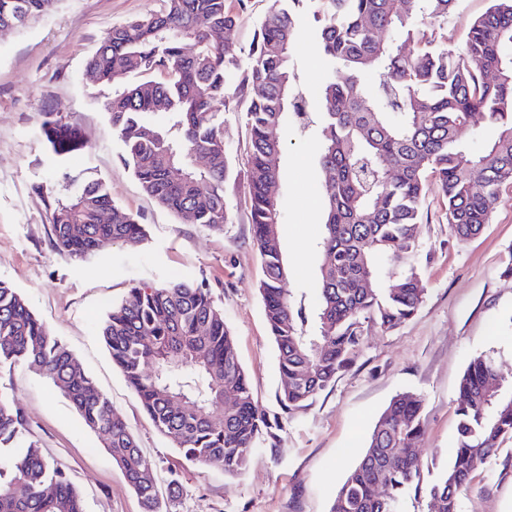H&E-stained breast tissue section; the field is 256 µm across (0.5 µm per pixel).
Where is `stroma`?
<instances>
[{
	"label": "stroma",
	"instance_id": "obj_1",
	"mask_svg": "<svg viewBox=\"0 0 512 512\" xmlns=\"http://www.w3.org/2000/svg\"><path fill=\"white\" fill-rule=\"evenodd\" d=\"M160 7L161 0H58L47 15L0 36V280L24 297L111 398L143 453L159 469L180 472L176 491L159 489L163 512H329L374 420L405 390L423 399V469L433 475L445 470L469 362L493 356L512 381V274L506 271L512 264V184L503 188L489 224L465 240L449 223L440 196L428 192L419 226V271L427 291L418 311L398 328L370 327L353 366L332 388L304 409L282 412L247 195L248 99L224 115L230 221L209 228L182 223L144 195L123 160L104 104L135 83L136 74L109 85L84 78L87 59L109 29ZM294 63L301 83L313 90L331 71L318 53L312 19L300 25ZM47 112L79 131L85 149L56 158L41 133ZM284 142L282 245L292 268L286 288L305 295L310 308L323 174L311 140L289 126ZM65 171L104 182L116 205L140 216L147 240L105 244L85 262L57 252L40 190L60 184ZM174 278L210 289L224 309L255 403L280 420L275 438L259 445L237 474L183 459L143 412L99 335L108 306L130 288ZM0 391L25 416L42 455L69 476L85 512H142L102 435L81 425L50 380L18 366L0 372ZM459 503L460 512H512V436L461 491Z\"/></svg>",
	"mask_w": 512,
	"mask_h": 512
}]
</instances>
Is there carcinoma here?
Here are the masks:
<instances>
[{
  "mask_svg": "<svg viewBox=\"0 0 512 512\" xmlns=\"http://www.w3.org/2000/svg\"><path fill=\"white\" fill-rule=\"evenodd\" d=\"M56 2L0 0V31L27 26ZM162 2L160 11L112 27L87 60L85 77L99 85L130 72L143 76L105 104L124 161L147 196L181 222L210 228L230 219L224 112L248 87L261 89L246 112L251 224L264 273L259 292L278 351V400L290 412L301 409L351 366L368 327L394 329L423 302L417 228L428 182L461 239L482 230L502 186L512 184V0H489L460 48L439 33L457 0H269L248 70L237 80L242 49L215 43L212 32L233 30L245 0L236 11L227 0ZM309 13L334 72L303 113L291 60ZM186 40L197 45L192 56L182 54ZM477 115L498 135L475 151L459 132ZM288 122L316 141L325 173L309 334L303 308L282 288L291 268L281 246V200L271 190L281 179ZM41 132L58 157L83 147L54 112L44 113ZM172 168L183 172L181 180L170 179ZM64 190L48 203L57 251L84 260L104 240H147L145 226L114 204L102 181H68ZM72 224L81 225L79 234ZM100 336L154 427L188 463L237 473L272 434L209 290L184 281L135 286L112 303ZM18 365L51 380L84 427L107 435L106 448L143 512H161L158 484L178 485L180 472L157 473L109 397L20 293L0 281V370ZM460 393L457 443L445 470L424 479L417 454L423 400L404 391L378 417L331 512H400L410 495L426 498L428 512H459L463 487L512 436V383L481 354L470 361ZM231 396L233 404L224 405ZM25 432L24 416L0 391V512H83L79 492Z\"/></svg>",
  "mask_w": 512,
  "mask_h": 512,
  "instance_id": "carcinoma-1",
  "label": "carcinoma"
}]
</instances>
